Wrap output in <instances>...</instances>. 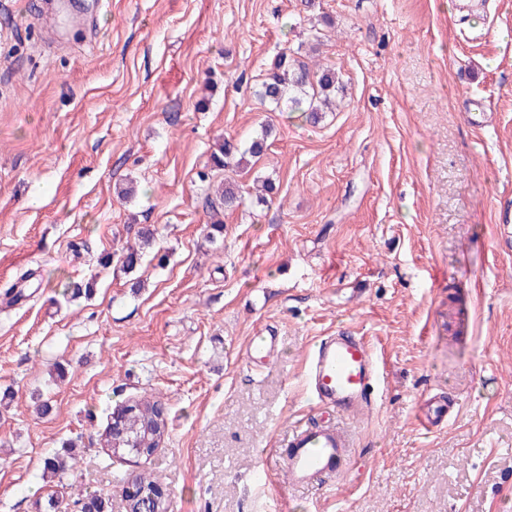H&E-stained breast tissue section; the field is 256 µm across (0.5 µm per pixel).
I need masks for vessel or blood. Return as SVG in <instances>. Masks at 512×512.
I'll list each match as a JSON object with an SVG mask.
<instances>
[{
	"instance_id": "b4317fda",
	"label": "vessel or blood",
	"mask_w": 512,
	"mask_h": 512,
	"mask_svg": "<svg viewBox=\"0 0 512 512\" xmlns=\"http://www.w3.org/2000/svg\"><path fill=\"white\" fill-rule=\"evenodd\" d=\"M278 343L277 336H259L245 358L251 365H264L276 354ZM380 375V367L365 337L340 331L322 337L315 345L308 385L320 407L349 418L372 408ZM284 446L289 484L304 489L312 483L339 477L340 465L353 446V434L335 422L308 424L289 432Z\"/></svg>"
}]
</instances>
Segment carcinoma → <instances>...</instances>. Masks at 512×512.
<instances>
[{"mask_svg":"<svg viewBox=\"0 0 512 512\" xmlns=\"http://www.w3.org/2000/svg\"><path fill=\"white\" fill-rule=\"evenodd\" d=\"M338 77L330 66L310 67L298 53L288 50L273 62L267 77L261 84L259 98L262 102L279 105L288 103V108L302 113L313 124L322 118V112L332 105V95L338 91ZM270 129L263 128L259 137L249 147L241 148L229 139L218 144L211 154V164L217 169L242 167L250 163V158L258 157L265 150ZM241 196L239 187L227 182L217 192L216 198L209 200L211 210L209 238L224 231V211L239 206ZM129 411L118 408L120 423L117 428L107 424L101 439L108 455L117 458H137L136 449L159 448L168 436L167 418L161 402L147 398L131 400ZM77 455L73 443L60 452L46 455L41 462V477L46 483L64 486ZM156 480L150 472L142 470L133 477L135 493L132 496L130 512H170V503L166 499L154 496ZM78 512H107V502L100 494L86 495L75 501Z\"/></svg>","mask_w":512,"mask_h":512,"instance_id":"1","label":"carcinoma"}]
</instances>
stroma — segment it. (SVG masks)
I'll return each instance as SVG.
<instances>
[{
    "instance_id": "1",
    "label": "stroma",
    "mask_w": 512,
    "mask_h": 512,
    "mask_svg": "<svg viewBox=\"0 0 512 512\" xmlns=\"http://www.w3.org/2000/svg\"><path fill=\"white\" fill-rule=\"evenodd\" d=\"M44 3L0 0V293L31 274L0 305V512H33L42 457L70 439L63 506L95 492L126 512L140 466L100 438L141 396L168 411L145 465L171 512H512V0H319L316 45L302 0H107L92 31L83 0H59L52 42ZM288 49L339 74L318 125L258 97ZM266 125L247 168H213L219 140ZM226 176L242 203L212 242ZM143 226L155 240L124 272ZM339 329L384 384L346 422L347 472L295 492L276 452L312 416L311 348ZM268 332L280 356L252 369ZM432 396L458 413L427 430Z\"/></svg>"
}]
</instances>
